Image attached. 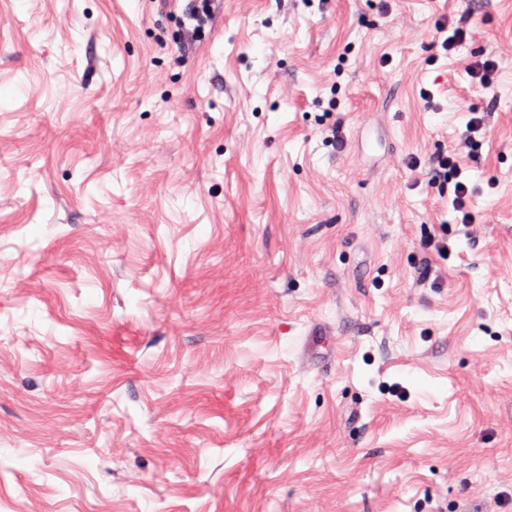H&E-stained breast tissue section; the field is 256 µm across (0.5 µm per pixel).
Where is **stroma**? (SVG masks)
<instances>
[{
    "mask_svg": "<svg viewBox=\"0 0 512 512\" xmlns=\"http://www.w3.org/2000/svg\"><path fill=\"white\" fill-rule=\"evenodd\" d=\"M0 15V512H512V0ZM435 29V37H436V43L439 44V40L441 39V35L443 33L451 32L446 36L440 43L442 49L448 52H450L452 49H454L459 44L464 43L467 40V37L473 36V31L468 28V23L465 20H461L457 26H451V24L448 22H441L437 21L434 24ZM479 114L481 113H470L472 116L467 122L466 131L463 133L458 147L449 149L448 155H437L433 160L427 162L429 181H438L439 183L442 181L451 185V198L448 196V201H451L455 216L453 222L438 225L436 233L421 242L419 248L422 253L449 254L451 252L449 240L456 235L454 226L476 223L477 215L472 205L473 189L470 187L459 156L463 153V148L468 147L485 130L484 115L479 116ZM444 251H447V254H444Z\"/></svg>",
    "mask_w": 512,
    "mask_h": 512,
    "instance_id": "1",
    "label": "stroma"
}]
</instances>
